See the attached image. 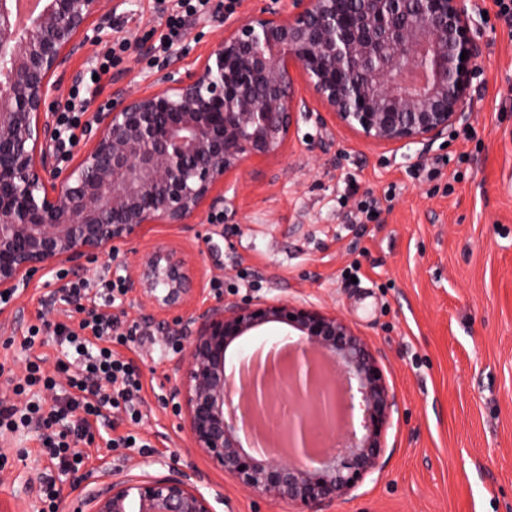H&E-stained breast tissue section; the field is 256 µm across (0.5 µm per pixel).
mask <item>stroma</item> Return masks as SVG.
Returning a JSON list of instances; mask_svg holds the SVG:
<instances>
[{
    "label": "stroma",
    "instance_id": "stroma-1",
    "mask_svg": "<svg viewBox=\"0 0 512 512\" xmlns=\"http://www.w3.org/2000/svg\"><path fill=\"white\" fill-rule=\"evenodd\" d=\"M266 6L283 16L293 10L292 0H239L234 15L192 24L173 54L158 57L160 26L148 0H112L110 29L90 34L56 96L65 99L95 52L122 36L131 48L88 93L89 110L121 89L164 87L205 61L231 19ZM481 9L474 112L447 144L371 145L319 120L323 107L296 67L295 89L313 113L299 117L278 154L248 161L218 186L233 205L203 210L185 226L146 225L110 258L83 262L87 277L107 263L130 270L165 246L187 255L201 276L191 312L223 299L279 297L339 313L358 330L378 352L400 413L379 469L318 512H512V26L495 0H481ZM369 196L380 203L377 220L353 223L354 204ZM59 285L51 276L34 280L0 309V362L14 372L34 355L55 362L57 346L28 350L23 340L38 314L61 320L51 302ZM115 313L154 332V343L121 350L143 373L137 430L150 451L118 452L98 434L80 446L83 467L64 473L41 455L36 431L22 430L0 440V512H39L49 479L62 491L63 512H91L90 493L107 483L176 472L196 475L214 512H301L253 496L193 448L185 416L169 400L175 314L131 294Z\"/></svg>",
    "mask_w": 512,
    "mask_h": 512
}]
</instances>
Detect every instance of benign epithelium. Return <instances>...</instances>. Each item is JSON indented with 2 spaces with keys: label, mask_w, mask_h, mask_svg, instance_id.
<instances>
[{
  "label": "benign epithelium",
  "mask_w": 512,
  "mask_h": 512,
  "mask_svg": "<svg viewBox=\"0 0 512 512\" xmlns=\"http://www.w3.org/2000/svg\"><path fill=\"white\" fill-rule=\"evenodd\" d=\"M0 0V295L25 292L65 262L109 256L147 224H188L214 186L255 157L274 155L297 114L291 70L343 126L373 144L426 149L470 119L471 78L482 55L473 0H293L230 23L196 71L152 93H123L89 119L91 142L67 171L50 79L65 74L101 30L112 0H40L24 27ZM466 59H461V55ZM197 286L188 258L156 248L139 259L128 291L179 309ZM270 324L288 327L292 359L241 390L226 370L231 345ZM190 331L171 399L193 447L262 499L307 508L353 492L385 453L399 412L377 355L344 318L277 298L225 300L184 321ZM292 456L244 448L240 431L282 402ZM92 512H213L191 475L113 483Z\"/></svg>",
  "instance_id": "benign-epithelium-1"
}]
</instances>
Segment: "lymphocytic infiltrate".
<instances>
[{
	"mask_svg": "<svg viewBox=\"0 0 512 512\" xmlns=\"http://www.w3.org/2000/svg\"><path fill=\"white\" fill-rule=\"evenodd\" d=\"M237 0H156L157 13L166 18V31L157 52L167 53L185 36L192 21L217 13L233 14ZM64 303L87 300L79 321L41 319L27 327L25 348H34L42 337H52L63 357L54 367L45 358L27 361L22 375L0 364V376L11 384L13 399L0 400V436L33 427L40 433L43 450L59 468L77 471L83 462L79 442L92 441L94 431L108 417L130 423L126 434L113 438V448L133 446L147 450L149 443L136 432L142 420V374L139 366L121 357L118 347L145 344L152 333L138 322L127 323L114 315L127 294L126 277L120 271L94 278L67 280ZM65 384H58V376Z\"/></svg>",
	"mask_w": 512,
	"mask_h": 512,
	"instance_id": "1",
	"label": "lymphocytic infiltrate"
}]
</instances>
